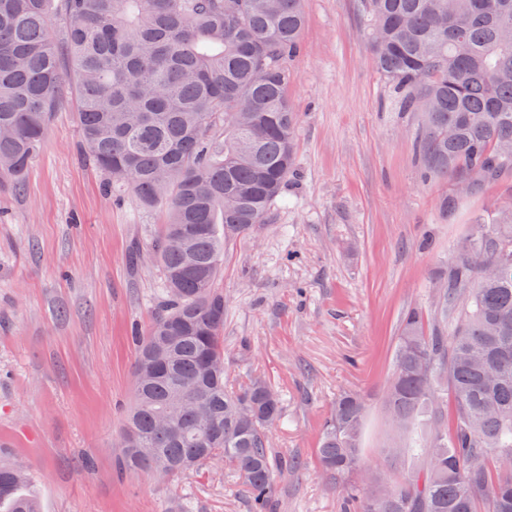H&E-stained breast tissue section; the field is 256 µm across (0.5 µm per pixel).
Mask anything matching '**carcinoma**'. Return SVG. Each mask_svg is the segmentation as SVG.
<instances>
[{"instance_id": "carcinoma-1", "label": "carcinoma", "mask_w": 512, "mask_h": 512, "mask_svg": "<svg viewBox=\"0 0 512 512\" xmlns=\"http://www.w3.org/2000/svg\"><path fill=\"white\" fill-rule=\"evenodd\" d=\"M362 0L378 68L401 110L419 112L426 179L473 193L512 179V0ZM66 20L55 40V14ZM302 0H0V187L23 191L70 62L89 159L167 212L153 252L162 300L137 347L121 473L172 480L222 464L252 512L273 490L281 398L224 363V247L270 214L293 171L287 62ZM438 313L408 310L386 408L413 460L384 483L361 474L367 412L338 395L317 456L344 512H512V200L448 258ZM169 340L163 367L148 371ZM29 474L0 464V512H40Z\"/></svg>"}]
</instances>
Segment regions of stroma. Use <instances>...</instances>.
Segmentation results:
<instances>
[{
  "label": "stroma",
  "instance_id": "1",
  "mask_svg": "<svg viewBox=\"0 0 512 512\" xmlns=\"http://www.w3.org/2000/svg\"><path fill=\"white\" fill-rule=\"evenodd\" d=\"M303 9L288 64L294 170L269 218L225 248L217 286L230 379L265 377L281 397L272 512H343L316 457L325 417L342 391L362 393L367 468L403 470L382 453L401 319L413 307L434 316L449 254L504 197L488 185L444 213L454 187L422 178L420 118L399 111L378 70L360 0ZM79 110L66 87L23 192L0 190V462L29 471L41 512H251L222 468L168 482L115 469L131 336L161 296L152 245L166 214L89 162Z\"/></svg>",
  "mask_w": 512,
  "mask_h": 512
}]
</instances>
